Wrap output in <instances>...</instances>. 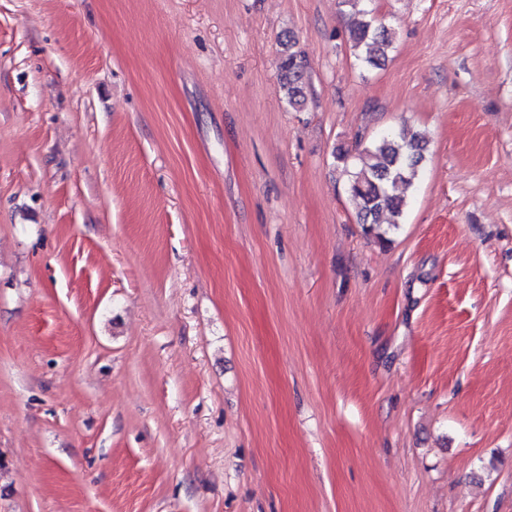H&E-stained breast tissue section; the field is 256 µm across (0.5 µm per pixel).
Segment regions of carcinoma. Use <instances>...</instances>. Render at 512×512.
<instances>
[{
  "mask_svg": "<svg viewBox=\"0 0 512 512\" xmlns=\"http://www.w3.org/2000/svg\"><path fill=\"white\" fill-rule=\"evenodd\" d=\"M349 21V32L357 56L366 64L378 66L387 58L393 44V33L383 23L363 11ZM288 50L280 56V93L288 106L296 111L304 109V79L307 59L304 53L293 49L292 38L285 35ZM427 134L405 126L385 134L357 152L356 161L349 162L346 151H339L337 159L348 175V191L359 206V222L366 234L380 244L389 241V235L399 227L407 202L402 186L418 179L428 151Z\"/></svg>",
  "mask_w": 512,
  "mask_h": 512,
  "instance_id": "cac0c4a2",
  "label": "carcinoma"
}]
</instances>
